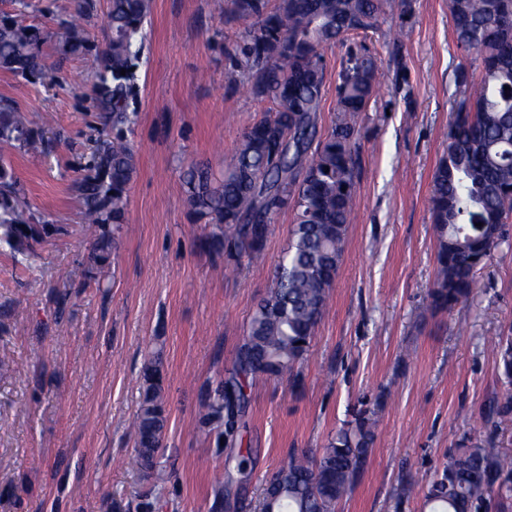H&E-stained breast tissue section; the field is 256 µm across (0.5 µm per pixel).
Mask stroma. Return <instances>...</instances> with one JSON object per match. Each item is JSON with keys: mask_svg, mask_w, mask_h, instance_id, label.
Segmentation results:
<instances>
[{"mask_svg": "<svg viewBox=\"0 0 512 512\" xmlns=\"http://www.w3.org/2000/svg\"><path fill=\"white\" fill-rule=\"evenodd\" d=\"M393 5L367 44L381 84L357 135L356 218L301 382L249 379L235 442L216 446L195 427L206 388L233 365L256 304L267 296L293 220L274 218L264 254L216 273L203 223L180 172H219L225 153L269 104L240 81L230 55L238 26L224 0H152L128 98L136 173L127 222L105 268L90 259L74 183L98 126L91 74L107 33L108 0L89 24L95 51L62 54L55 0H31L22 21L41 25L47 83L0 70V99L29 113L49 142L32 155L0 144L36 219L68 234L26 258L0 244V512H257L264 480L296 451L323 447L349 415L375 423L367 464L336 512H431L407 476L427 481L449 450L491 430L512 456V424L483 417L500 392L488 344L512 330V246L476 273L465 307L435 311L432 174L452 113L469 97L479 62L458 48L448 0ZM318 135L336 112L332 45ZM160 353L168 417L158 466L133 468L128 423L140 371ZM250 459L246 474L237 456Z\"/></svg>", "mask_w": 512, "mask_h": 512, "instance_id": "stroma-1", "label": "stroma"}]
</instances>
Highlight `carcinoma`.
<instances>
[{
	"label": "carcinoma",
	"instance_id": "1",
	"mask_svg": "<svg viewBox=\"0 0 512 512\" xmlns=\"http://www.w3.org/2000/svg\"><path fill=\"white\" fill-rule=\"evenodd\" d=\"M391 0H224V16L242 25L234 63L251 93L269 109L247 129L239 146L224 156V170L188 166L182 174L188 202L211 228L208 251L226 265L262 255L274 216L293 214L287 248L273 286L253 310L234 368L201 402L198 430L217 441H234L246 425L242 379L296 382L328 306L353 221L357 184L354 137L379 83L375 56L365 42L349 47L336 80V119L315 141L327 62L322 49L348 36L376 31ZM457 46L481 60L472 101H462L450 123L447 154L431 181L436 238L435 284L430 306L453 310L466 302L475 274L508 240L512 217V0H448ZM95 0H69L60 10L62 50L92 48L87 23ZM151 0H109V42L95 76L94 100L101 128L90 160L75 182L94 241V259L104 265L126 223L136 150L127 132L135 123L127 98L135 79L133 59L143 38ZM35 24L0 14V70L32 82L45 79ZM125 74H120V71ZM0 143L38 154L45 140L26 113L0 101ZM14 169L0 157V242L25 254L65 229L34 224ZM483 223L477 227L474 221ZM503 386L485 409L497 427L512 422V338L493 344ZM164 367L153 356L142 368L140 401L129 425L133 465L144 477L157 466L167 425ZM375 423L358 414L315 453H294L266 481L258 512H335L353 489L374 441ZM433 512H491L512 500V456L496 448L494 436L468 439L448 452V462L422 488Z\"/></svg>",
	"mask_w": 512,
	"mask_h": 512
}]
</instances>
